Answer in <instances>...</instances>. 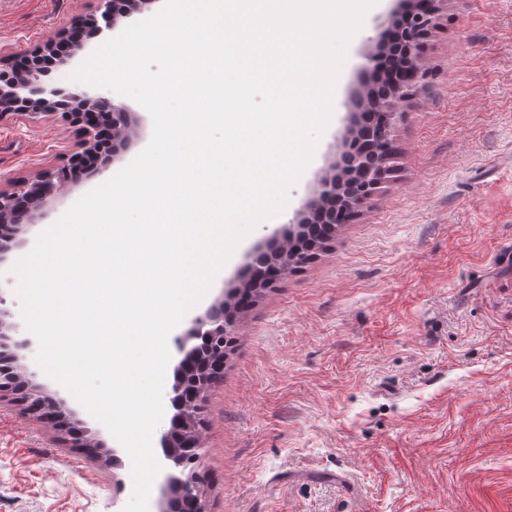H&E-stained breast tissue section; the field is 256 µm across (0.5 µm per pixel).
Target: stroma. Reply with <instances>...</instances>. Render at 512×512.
<instances>
[{"label":"stroma","instance_id":"obj_1","mask_svg":"<svg viewBox=\"0 0 512 512\" xmlns=\"http://www.w3.org/2000/svg\"><path fill=\"white\" fill-rule=\"evenodd\" d=\"M403 0H377L349 45L335 117L289 203L240 241L207 308L257 247L313 199L372 77L376 39ZM98 0H0V52L84 29ZM424 76L395 115L389 172L316 257L241 314L208 390L198 472L208 512H512V0H440ZM133 144L106 174L65 184L0 264V314L22 320L12 267L80 197L127 166L153 121L135 100ZM83 126L0 117V187L72 165ZM27 329L11 342L27 339ZM64 428L0 392V512H123L131 460L74 398ZM87 434L91 454L74 445Z\"/></svg>","mask_w":512,"mask_h":512}]
</instances>
